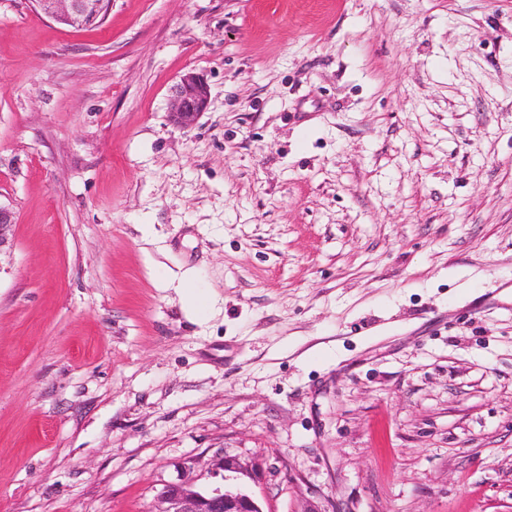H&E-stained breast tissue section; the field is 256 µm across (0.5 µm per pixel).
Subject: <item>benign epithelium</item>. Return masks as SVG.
I'll return each instance as SVG.
<instances>
[{
	"label": "benign epithelium",
	"mask_w": 512,
	"mask_h": 512,
	"mask_svg": "<svg viewBox=\"0 0 512 512\" xmlns=\"http://www.w3.org/2000/svg\"><path fill=\"white\" fill-rule=\"evenodd\" d=\"M35 9L55 22L72 28H84L104 21L112 0H30ZM209 90L206 82L189 72L174 85L170 118L178 126L193 125L207 108ZM13 213L0 205V248L9 240ZM224 484L199 491L189 482L170 484L158 497L152 512H263L258 500L249 492L227 484L233 475L246 472L238 457L223 454L216 464Z\"/></svg>",
	"instance_id": "7a95c632"
}]
</instances>
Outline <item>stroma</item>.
I'll return each instance as SVG.
<instances>
[{"label":"stroma","instance_id":"obj_1","mask_svg":"<svg viewBox=\"0 0 512 512\" xmlns=\"http://www.w3.org/2000/svg\"><path fill=\"white\" fill-rule=\"evenodd\" d=\"M0 204V512H512V0H0ZM35 9L58 24L84 28L101 24L112 8V0H30ZM209 90L206 82L189 72L174 85L171 95L170 118L178 126H192L207 108ZM222 472V486L196 490L189 482L170 484L158 497L153 512H263L258 500L249 492L226 484L234 475L246 473L238 457L223 454L216 464L215 476Z\"/></svg>","mask_w":512,"mask_h":512}]
</instances>
